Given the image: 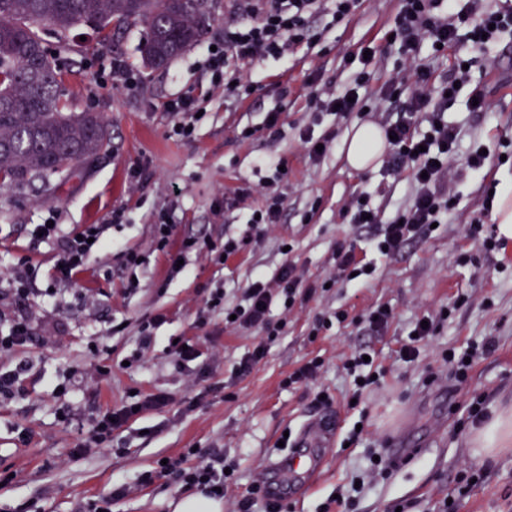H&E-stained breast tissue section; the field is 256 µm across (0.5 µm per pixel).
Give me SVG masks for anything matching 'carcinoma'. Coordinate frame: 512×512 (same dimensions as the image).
Here are the masks:
<instances>
[{"instance_id": "obj_1", "label": "carcinoma", "mask_w": 512, "mask_h": 512, "mask_svg": "<svg viewBox=\"0 0 512 512\" xmlns=\"http://www.w3.org/2000/svg\"><path fill=\"white\" fill-rule=\"evenodd\" d=\"M208 0H0V183L36 181L56 193L80 163L107 150L109 125L99 112H66L64 77L41 51L40 28L64 37L81 25L100 30L141 23L146 69L168 64L201 41Z\"/></svg>"}]
</instances>
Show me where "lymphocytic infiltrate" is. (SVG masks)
I'll use <instances>...</instances> for the list:
<instances>
[{
	"label": "lymphocytic infiltrate",
	"instance_id": "lymphocytic-infiltrate-1",
	"mask_svg": "<svg viewBox=\"0 0 512 512\" xmlns=\"http://www.w3.org/2000/svg\"><path fill=\"white\" fill-rule=\"evenodd\" d=\"M460 0H399L390 32L392 43L402 57L396 75L382 83H374L371 71H351L341 91L316 97L315 107L320 112H336L345 118L351 113L369 110L381 111L383 103L400 96L408 119L383 123L388 135V151L384 164L393 173L407 174L410 196L396 219L383 222L379 211L369 202L352 199L345 207L350 223L368 229V243L375 252L387 256L398 254L404 246L418 238L430 224L440 222L441 216L452 208L451 182L455 154L461 139V130L441 118L452 103L451 93L464 85L468 72L462 58L454 57L443 95H435V75L415 54L420 44L440 47L442 54L452 55L459 40L460 21L469 24V37L477 47L495 40L500 32L512 31V6L505 5L487 10L470 18L459 5ZM319 12V0H236V10L224 21V34L215 41L213 51L207 52L204 69L210 78V92L224 93L233 98L240 93H252L246 69L255 60H277L286 54L318 43L320 30L314 29L312 19ZM430 115L431 126L419 132L417 114ZM263 176L254 190L263 198L258 216L248 217L252 227L272 226L279 223L287 198L280 190L285 177L278 162L268 158L257 161ZM123 221L122 211H113L109 224ZM109 224L84 225L64 234L59 227L31 229V236L42 237L53 243L55 263L59 265L61 280L69 281L83 272L91 258L107 245ZM166 218H158L152 226L155 249L165 259L169 273H176V264L184 253L199 249V242L176 238L169 230ZM367 266L358 258L354 244H337L332 254V271L327 282L309 283L292 263H284L273 277L256 273L243 289L235 303H227L223 289H213L207 299L209 311H219L233 317V325L243 331L258 330L262 340L233 364L231 376L239 379L250 374L267 355L271 344L281 336L287 325L286 315L297 304H304L326 284H347L353 275H365ZM283 304L284 319L270 317L273 304ZM172 399L166 392L137 394L134 401L99 411L91 426L89 443L81 445V452L107 444L117 426L130 419L165 411ZM163 478L183 490H198L206 497L218 498L220 491L229 490L234 474L226 473L223 453L211 451L197 454L183 449L169 457L167 464L156 465L153 472L142 475L147 484Z\"/></svg>",
	"mask_w": 512,
	"mask_h": 512
}]
</instances>
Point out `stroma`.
<instances>
[{
  "instance_id": "35a3bbf8",
  "label": "stroma",
  "mask_w": 512,
  "mask_h": 512,
  "mask_svg": "<svg viewBox=\"0 0 512 512\" xmlns=\"http://www.w3.org/2000/svg\"><path fill=\"white\" fill-rule=\"evenodd\" d=\"M397 0H362L346 21L328 30L314 49H300L282 60H259L249 69L255 87L243 100L217 93L200 100L202 116L192 141L170 137L171 115L157 105L168 97L196 91L203 79L205 44H197L164 68L144 69L141 46L146 31L139 25L111 29L101 40L92 29L71 31L80 44L74 53L59 46L52 27L41 36L66 79L71 111L103 113L112 131L110 153L79 165L63 191L45 196L37 187H0V311L9 312L13 296L8 287L19 256H29L39 269L37 287L56 276L54 247L33 242L28 227L55 219L63 231L85 224H108L107 253L95 255L85 272L53 298L37 294L28 299L35 311L38 345L0 357L16 374L14 393L0 397V512H78L80 503L111 496L121 484L135 486L130 496L113 498L112 512H173L183 494L155 479L138 486L139 477L156 460L182 448L222 451L237 465L238 484L231 502L245 495L259 477L284 431L298 432L311 417V391L286 389L281 381L303 359L321 356L325 368L317 382L334 398L338 441L323 449V467L307 480L303 491L286 494V512H321L336 490L362 480L354 512H393L401 501L411 512H439L441 500L455 487L462 470L478 476L467 494L456 501L455 512H512V450L477 454L474 427L459 428L461 410L472 394L485 395L490 415L512 409V239L502 252H486L466 237L467 224L481 217L485 234L495 220L486 209L487 184L471 175L457 183V204L443 224L405 246L395 257L383 258L343 216L352 195L369 192L383 220L393 219L409 194L407 177H395L382 163L359 172L345 161L344 141L353 128L381 120L396 121L401 112H355L341 119L323 115L312 124V92L337 89L343 83V57L355 52L362 39L383 38L392 23ZM512 54V34L476 53L460 41L454 56L434 59L439 79H447L453 57H471L475 64L467 84L445 112L449 123L462 130L456 156L464 167L473 142L487 150L491 181L512 179V95L497 81L499 60ZM118 56L142 79L139 93L128 92L122 81L96 86L101 66ZM484 90L495 112L494 121L471 111L473 90ZM282 115V136L261 133L267 113ZM252 137H242L243 129ZM334 132L327 151L312 159L300 136ZM283 160L288 178L282 189L288 198L280 224L265 236L253 237L246 222L260 197L238 201L240 187L257 184L255 161L260 156ZM144 165L148 176L131 185L132 167ZM490 181V182H491ZM125 212L120 224L110 223L113 210ZM176 224L178 236L213 242L225 237L252 236L248 252L214 264L207 250L190 252L181 272L167 276L164 259L155 251L152 225L159 212ZM354 243L376 271L368 283L336 288L295 309L284 336L271 345L256 370L241 379L231 377L234 362L257 344L260 333L226 328L216 314L205 327L196 324L208 293L224 289L228 300L239 298L255 272L274 276L285 260L301 265L309 279L323 278L337 243ZM289 243L292 251L280 250ZM144 257L135 274L136 291L126 288L124 251ZM394 314L389 329L376 334L347 322L333 325L317 337L308 328L316 315L338 308L357 314L377 304ZM165 321L154 332L149 349L139 345L138 327L153 315ZM437 318L433 336L420 343L416 362L400 359L398 350L417 319ZM197 340L200 357L188 368L176 367L169 340ZM494 340V352L480 356L466 383H458L445 359ZM370 346L380 381L357 407H350L353 383L342 360L359 346ZM434 384H426L428 375ZM66 393H59V384ZM167 392L173 399L166 411L131 419L115 432L107 448L94 454L79 452L99 410L120 405L131 391ZM363 423L360 441L341 447L356 423ZM407 434L422 439L417 461L399 466L391 476L371 473L372 454H386L388 443Z\"/></svg>"
}]
</instances>
